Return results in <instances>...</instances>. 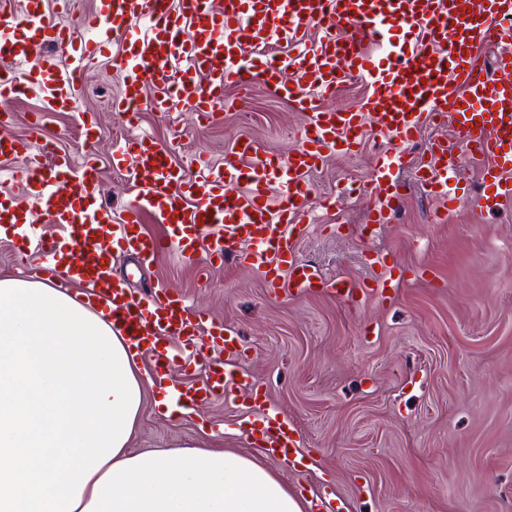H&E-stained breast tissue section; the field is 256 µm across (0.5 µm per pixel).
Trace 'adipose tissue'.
<instances>
[{
	"label": "adipose tissue",
	"mask_w": 512,
	"mask_h": 512,
	"mask_svg": "<svg viewBox=\"0 0 512 512\" xmlns=\"http://www.w3.org/2000/svg\"><path fill=\"white\" fill-rule=\"evenodd\" d=\"M146 383L104 311L0 279V512H303L249 456L131 447Z\"/></svg>",
	"instance_id": "adipose-tissue-1"
}]
</instances>
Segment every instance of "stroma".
<instances>
[{
    "label": "stroma",
    "mask_w": 512,
    "mask_h": 512,
    "mask_svg": "<svg viewBox=\"0 0 512 512\" xmlns=\"http://www.w3.org/2000/svg\"><path fill=\"white\" fill-rule=\"evenodd\" d=\"M121 73L108 60L87 67L80 110L98 114L93 143L74 115H47L44 133L72 156L93 148L104 201L119 209L125 175L112 167V144L153 135L174 160L207 152L214 161L243 137L282 154L296 148L303 113L254 85L247 99L224 92V118L200 122L194 113L141 110L136 126L109 108ZM372 138L353 154L329 157L312 175L335 208L318 211L300 240L302 257L330 279L372 283L373 259L390 257L407 277L391 297L354 306L332 295L275 299L260 273L227 263L201 286L193 269L170 258L116 273L133 286L160 281L183 292L240 336L245 368L267 402L303 433L308 468L295 472L238 434L241 410L216 398L190 415L170 416L148 391L134 448H175L209 442L262 458L303 499L328 488L349 512H512V204L492 215L462 208L447 223L431 218L439 203L420 187L414 164L402 178L407 195L391 223L370 237L360 227L364 203L336 190L367 181ZM343 225L336 233L335 225Z\"/></svg>",
    "instance_id": "obj_1"
}]
</instances>
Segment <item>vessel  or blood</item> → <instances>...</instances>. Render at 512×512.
I'll return each instance as SVG.
<instances>
[{
	"mask_svg": "<svg viewBox=\"0 0 512 512\" xmlns=\"http://www.w3.org/2000/svg\"><path fill=\"white\" fill-rule=\"evenodd\" d=\"M116 39L124 49L112 59L122 74L115 115L131 122L141 108L176 106L213 122L222 117L225 89L245 93L259 84L305 115L297 148L272 154L244 138L221 165L200 153L175 163L166 145L139 134L112 150L113 168L132 188L113 213L102 200L97 159L75 163L50 138L35 149L15 135L7 104L37 96L32 129H41L46 113L72 111L93 139L96 115L75 103L86 65ZM370 42L385 52H367ZM481 42L503 48L494 70L477 60ZM62 55L69 64H59ZM0 58L11 63L0 71V160L12 162L21 187L19 197L0 202V228L12 232L17 264L59 288L82 285L83 302L103 309L113 330L150 357L161 383L174 371L189 375L172 389L179 408L251 395L264 421L247 429V439L296 468L304 465L302 438L287 418L267 411L240 367L237 334L176 290L129 288L112 270L114 255L142 265L174 253L204 271L235 259L255 268L277 297L330 293L354 304L389 294L397 272L389 258L378 260L383 274L368 287L325 278L298 250L314 201L331 203L319 197L313 173L330 156L357 152L368 131L390 135L396 147L376 153L370 180L353 190L369 202L362 233L399 209L400 172L429 124L453 132L433 139L416 166L418 183L442 204L435 222L462 205L492 214L512 202V0H97L94 14L75 25L57 23L43 0H0ZM354 76L367 82L365 96L354 107L326 109ZM468 158L481 164L476 191L461 179ZM274 180L282 186L275 197ZM148 213L168 226L167 235L141 232ZM38 216L62 225V239L22 232Z\"/></svg>",
	"mask_w": 512,
	"mask_h": 512,
	"instance_id": "vessel-or-blood-1",
	"label": "vessel or blood"
}]
</instances>
